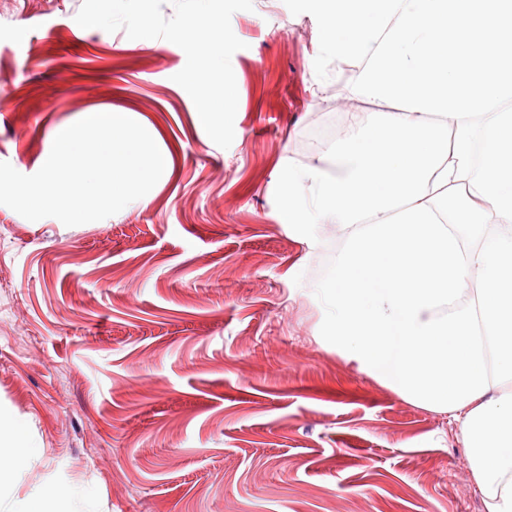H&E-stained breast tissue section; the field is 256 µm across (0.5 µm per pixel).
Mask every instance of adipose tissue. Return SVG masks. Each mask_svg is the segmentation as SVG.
Listing matches in <instances>:
<instances>
[{"mask_svg":"<svg viewBox=\"0 0 512 512\" xmlns=\"http://www.w3.org/2000/svg\"><path fill=\"white\" fill-rule=\"evenodd\" d=\"M308 2L321 57L354 64L352 97L371 107L283 168L281 222L344 239L316 287L326 339L402 399L450 414L487 512H512V0ZM31 451L0 417V482Z\"/></svg>","mask_w":512,"mask_h":512,"instance_id":"1","label":"adipose tissue"}]
</instances>
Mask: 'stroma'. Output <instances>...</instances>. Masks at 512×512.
I'll list each match as a JSON object with an SVG mask.
<instances>
[{
	"label": "stroma",
	"instance_id": "35a3bbf8",
	"mask_svg": "<svg viewBox=\"0 0 512 512\" xmlns=\"http://www.w3.org/2000/svg\"><path fill=\"white\" fill-rule=\"evenodd\" d=\"M233 14L229 148L164 39L81 28L82 0H0V161L123 112L170 158L145 203L65 226L0 205V412L36 449L0 512H485L458 425L324 339L315 288L343 244L280 223V170L348 132L354 67L320 63L307 0ZM324 87L329 104L313 95Z\"/></svg>",
	"mask_w": 512,
	"mask_h": 512
}]
</instances>
